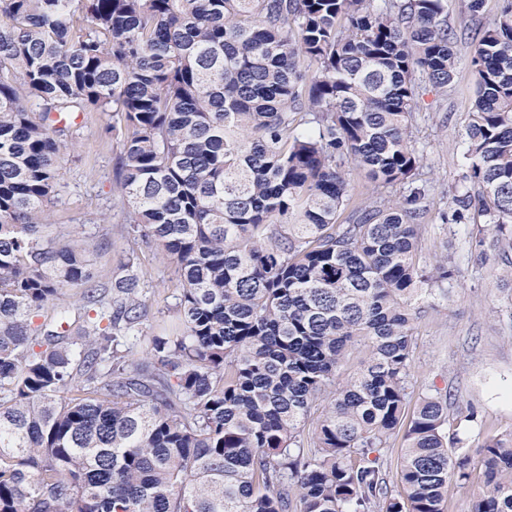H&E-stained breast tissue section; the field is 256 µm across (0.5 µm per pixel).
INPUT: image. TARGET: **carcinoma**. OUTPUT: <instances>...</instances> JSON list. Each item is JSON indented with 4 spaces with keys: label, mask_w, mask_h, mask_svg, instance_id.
Returning <instances> with one entry per match:
<instances>
[{
    "label": "carcinoma",
    "mask_w": 512,
    "mask_h": 512,
    "mask_svg": "<svg viewBox=\"0 0 512 512\" xmlns=\"http://www.w3.org/2000/svg\"><path fill=\"white\" fill-rule=\"evenodd\" d=\"M504 2L477 33L466 185L444 216L494 245L512 232ZM456 42L448 0H0V512H443L477 470L469 512H512V433L461 447L439 394L406 426L402 495L381 464L426 286L452 275L417 261L412 121L419 89L452 83ZM92 109L112 117L127 224L106 286L83 238L46 233ZM352 165L408 194L337 223ZM153 246L180 294L131 370Z\"/></svg>",
    "instance_id": "1"
}]
</instances>
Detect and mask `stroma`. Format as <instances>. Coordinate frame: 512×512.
Wrapping results in <instances>:
<instances>
[{"label": "stroma", "instance_id": "stroma-1", "mask_svg": "<svg viewBox=\"0 0 512 512\" xmlns=\"http://www.w3.org/2000/svg\"><path fill=\"white\" fill-rule=\"evenodd\" d=\"M464 5V0H448V24L458 33L454 80L447 92L423 91L414 108L421 178L427 185L418 260L430 266L448 259L458 274L436 284L422 304L406 387L408 409H415L423 394L439 392L448 397L450 417L473 413L463 439L474 447L486 436L512 431V246L477 245L474 225L443 219L448 190L465 172L463 133L475 98L472 42L478 29L498 17L504 0H483L469 17ZM107 124V115L93 110L77 118L48 217L52 234L89 237V259L103 284L121 277L119 259L126 246L114 190L119 147ZM139 266L146 304L142 330L148 335L174 317L179 282L159 249H142Z\"/></svg>", "mask_w": 512, "mask_h": 512}]
</instances>
